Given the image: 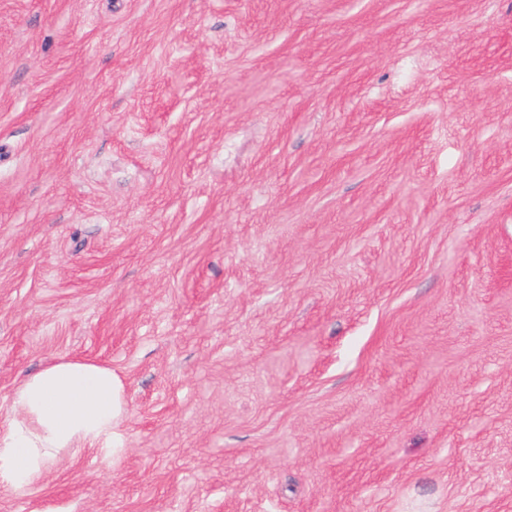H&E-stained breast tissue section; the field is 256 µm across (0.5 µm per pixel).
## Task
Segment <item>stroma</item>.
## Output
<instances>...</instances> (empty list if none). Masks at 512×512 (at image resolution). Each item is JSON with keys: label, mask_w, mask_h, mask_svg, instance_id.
Masks as SVG:
<instances>
[{"label": "stroma", "mask_w": 512, "mask_h": 512, "mask_svg": "<svg viewBox=\"0 0 512 512\" xmlns=\"http://www.w3.org/2000/svg\"><path fill=\"white\" fill-rule=\"evenodd\" d=\"M76 358L0 512H512V0H0V420ZM13 415L0 421V488L24 496L65 448L124 453L125 384L92 360L62 359L27 376L11 394Z\"/></svg>", "instance_id": "35a3bbf8"}]
</instances>
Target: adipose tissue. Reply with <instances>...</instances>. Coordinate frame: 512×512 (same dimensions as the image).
Wrapping results in <instances>:
<instances>
[{"instance_id": "adipose-tissue-1", "label": "adipose tissue", "mask_w": 512, "mask_h": 512, "mask_svg": "<svg viewBox=\"0 0 512 512\" xmlns=\"http://www.w3.org/2000/svg\"><path fill=\"white\" fill-rule=\"evenodd\" d=\"M12 416L0 421V488L27 493L66 448L123 454L125 384L111 367L63 359L27 376L11 394Z\"/></svg>"}]
</instances>
